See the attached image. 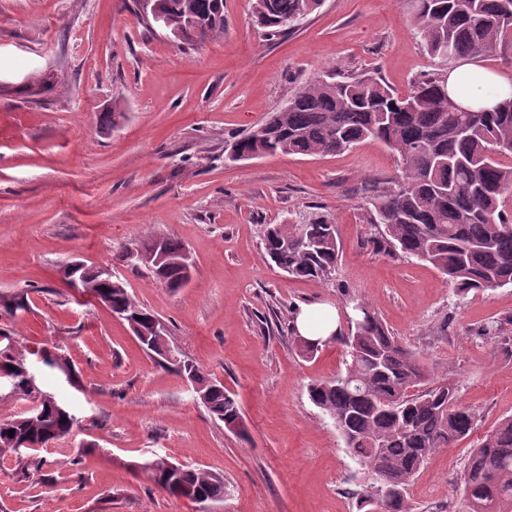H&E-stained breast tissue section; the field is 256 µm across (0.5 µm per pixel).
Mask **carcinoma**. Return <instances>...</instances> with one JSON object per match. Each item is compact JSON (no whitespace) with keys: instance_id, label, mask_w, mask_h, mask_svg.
<instances>
[{"instance_id":"cac0c4a2","label":"carcinoma","mask_w":512,"mask_h":512,"mask_svg":"<svg viewBox=\"0 0 512 512\" xmlns=\"http://www.w3.org/2000/svg\"><path fill=\"white\" fill-rule=\"evenodd\" d=\"M323 0H254L256 22L273 39L297 29ZM155 13L140 16L144 27L181 31L193 46L224 36V0H153ZM417 34L433 58L491 57L512 47V0H414ZM378 142L401 161L391 185L374 188L366 223L379 228L377 248L433 265L458 295L512 286V97L493 109H448L446 74L435 73L401 96L373 75L336 74L300 86L288 103L235 140L239 160L288 153L334 154ZM270 259L288 276L322 280L335 271L340 248L337 225L314 212L299 222L272 224L264 238ZM139 265L166 288L186 285L181 275L187 249L171 237L136 244ZM84 291L139 327L143 349L160 355L153 313L140 305L117 276L106 282L82 265ZM365 318L339 332L347 346L344 369L308 386L311 403L328 416L359 466L366 486L358 500L363 512H412L407 488L426 460L469 436L477 414L458 402L457 386L434 380L422 354L402 344L365 301ZM10 315L29 308L18 293L0 297ZM0 380L32 397L26 355L50 368L69 367L46 346L19 351L0 332ZM177 373L202 386L210 415L239 436L246 434L241 406L224 384L192 362L174 363ZM76 423L59 401L36 413L0 420V456L15 455L22 471L38 469L33 448L68 437ZM14 435H8L9 430ZM159 488L180 497L192 489L210 501L227 493L224 476L156 456L142 462ZM463 512H512V416L501 419L469 456L463 471Z\"/></svg>"}]
</instances>
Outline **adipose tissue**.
<instances>
[{
	"label": "adipose tissue",
	"instance_id": "ef3b65f1",
	"mask_svg": "<svg viewBox=\"0 0 512 512\" xmlns=\"http://www.w3.org/2000/svg\"><path fill=\"white\" fill-rule=\"evenodd\" d=\"M448 95L465 106L490 107L512 95V81L474 63H466L448 73ZM295 329L310 340H325L336 333L334 311L320 306H305L295 317Z\"/></svg>",
	"mask_w": 512,
	"mask_h": 512
}]
</instances>
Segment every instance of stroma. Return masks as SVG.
I'll return each instance as SVG.
<instances>
[{"mask_svg": "<svg viewBox=\"0 0 512 512\" xmlns=\"http://www.w3.org/2000/svg\"><path fill=\"white\" fill-rule=\"evenodd\" d=\"M224 36L188 46L147 33L132 0H0V310L19 350L56 346L73 376L41 368L43 388L74 415L72 436L41 451L30 478L0 457V512H356L363 480L332 421L309 400L345 346L302 358L290 323L300 306L345 316L367 300L404 343L450 377L478 415L411 485L413 512H457L466 461L512 415V360L478 336L490 320L512 336V286L455 295L429 263L379 251L363 220L373 186L397 159L367 143L327 156L226 158L229 144L332 67L374 73L398 94L440 70L412 0H323L270 40L252 0H224ZM120 105L118 128L102 114ZM311 212L338 227L341 258L320 281L289 277L266 255V228ZM181 240L194 262L173 292L125 247ZM111 267L162 318L181 353L223 383L247 437L227 431L172 365L126 323L70 288L66 263ZM221 474L224 500L200 505L154 486L132 462L153 455Z\"/></svg>", "mask_w": 512, "mask_h": 512, "instance_id": "obj_1", "label": "stroma"}]
</instances>
